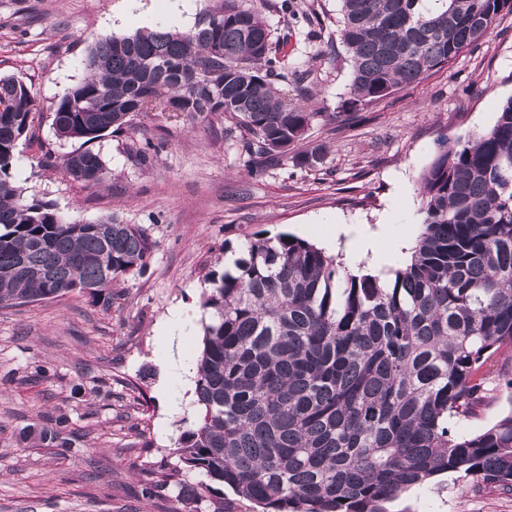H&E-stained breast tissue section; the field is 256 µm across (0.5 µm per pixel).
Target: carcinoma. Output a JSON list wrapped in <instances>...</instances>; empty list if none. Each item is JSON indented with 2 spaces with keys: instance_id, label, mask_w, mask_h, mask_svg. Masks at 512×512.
I'll use <instances>...</instances> for the list:
<instances>
[{
  "instance_id": "cac0c4a2",
  "label": "carcinoma",
  "mask_w": 512,
  "mask_h": 512,
  "mask_svg": "<svg viewBox=\"0 0 512 512\" xmlns=\"http://www.w3.org/2000/svg\"><path fill=\"white\" fill-rule=\"evenodd\" d=\"M341 0L340 36L351 61L348 112L419 84L473 47L512 0ZM294 17L290 0H212L190 28L106 35L88 49V75L52 112L58 139L78 144L53 164L100 185L107 168L92 145L130 129L133 117L167 112L187 120L224 116L243 142L251 174L288 156L322 113L288 97L284 47L265 11ZM36 101L14 76L0 77V307L86 293L109 304L119 279L143 273L145 231L114 216L64 221L9 179ZM422 231L394 278L351 274L338 257L288 233L261 230L234 270L206 274L203 348L195 404L180 436L182 468L207 481L183 489L172 512H235L221 488L260 512H388L400 494L446 472L512 488V410L473 434L508 391L501 363L512 353V97L494 124L438 141L420 176ZM67 418L23 439L69 448ZM509 408L510 405L506 397L503 395L500 397L495 406L488 413L485 414L484 418L460 422L458 424V430L466 434L475 433L488 423L492 422L496 418V416L500 414L502 411L508 410Z\"/></svg>"
}]
</instances>
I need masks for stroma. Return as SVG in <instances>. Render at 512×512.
I'll use <instances>...</instances> for the list:
<instances>
[{"label":"stroma","mask_w":512,"mask_h":512,"mask_svg":"<svg viewBox=\"0 0 512 512\" xmlns=\"http://www.w3.org/2000/svg\"><path fill=\"white\" fill-rule=\"evenodd\" d=\"M207 0H0V75L23 80L38 110L20 141L11 178L27 197L54 204L80 223L115 216L142 228L151 244L144 274L121 280L112 306L89 295L0 308V512H172L178 489L153 499L141 485L160 464L176 467L181 433L200 411L193 387L166 376L170 356L197 361L202 350L204 276L223 271L251 233H289L322 245L319 219L336 216L379 231L390 269L405 262L398 237L420 232L419 177L441 134L490 127L512 97V14L497 20L473 49L417 85L358 110L359 123L334 128L329 115L349 97L351 63L339 35V0H294L299 16L288 44L289 70L313 66L308 105L321 112L303 149L317 164L281 161L256 176L244 171L241 141L224 119L194 123L168 112L135 117L129 131L95 143L105 160L103 185L73 181L47 157L73 149L52 128L55 103L85 75L99 36L157 27L189 28ZM325 27L310 34L304 16ZM317 64H310L311 56ZM150 142L149 162L130 151ZM181 319L169 323L170 311ZM45 374L36 375L37 366ZM182 393L179 411L159 395L160 382ZM65 414L70 449L35 448L21 438L48 416ZM389 512H512V491L444 473L409 490Z\"/></svg>","instance_id":"35a3bbf8"}]
</instances>
